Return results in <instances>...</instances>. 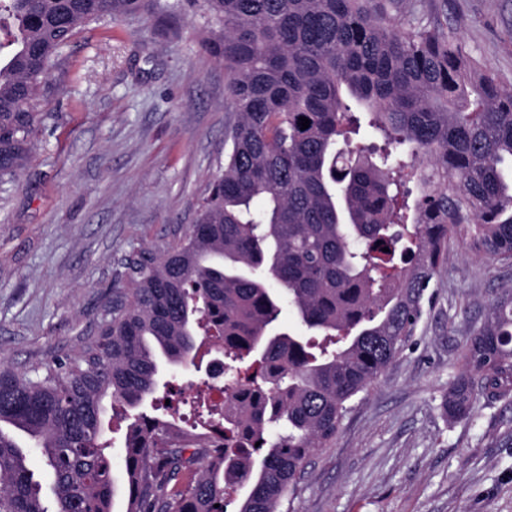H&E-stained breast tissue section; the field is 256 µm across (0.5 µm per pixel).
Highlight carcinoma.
Returning a JSON list of instances; mask_svg holds the SVG:
<instances>
[{"instance_id":"1","label":"carcinoma","mask_w":512,"mask_h":512,"mask_svg":"<svg viewBox=\"0 0 512 512\" xmlns=\"http://www.w3.org/2000/svg\"><path fill=\"white\" fill-rule=\"evenodd\" d=\"M185 4L229 76L224 168L182 237L121 262L74 356L35 374L0 362V512H113L107 398L126 422L125 512L236 498L237 512H286L410 341L448 242L512 261V89L408 0H0L15 27L0 43V184L36 150L43 80L79 29ZM363 118L383 144L350 147ZM286 306L300 330L278 324ZM209 354L232 367L231 410L206 381L191 395L160 384V360ZM481 398L512 402V288L461 348L445 412L466 419ZM158 399L190 406L183 425L147 413Z\"/></svg>"}]
</instances>
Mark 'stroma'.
I'll return each mask as SVG.
<instances>
[{
	"mask_svg": "<svg viewBox=\"0 0 512 512\" xmlns=\"http://www.w3.org/2000/svg\"><path fill=\"white\" fill-rule=\"evenodd\" d=\"M468 52L512 88V0H436ZM186 9L81 29L48 79L38 149L0 187V358L33 371L92 338L121 261L196 218L224 162V65ZM512 263L457 239L404 351L313 457L292 512H512V404L442 403L475 319Z\"/></svg>",
	"mask_w": 512,
	"mask_h": 512,
	"instance_id": "stroma-1",
	"label": "stroma"
}]
</instances>
